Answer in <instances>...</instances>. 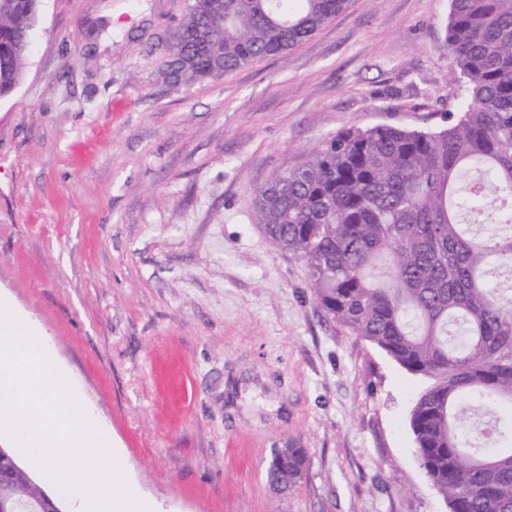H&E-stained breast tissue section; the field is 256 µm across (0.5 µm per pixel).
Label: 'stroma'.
<instances>
[{"mask_svg": "<svg viewBox=\"0 0 512 512\" xmlns=\"http://www.w3.org/2000/svg\"><path fill=\"white\" fill-rule=\"evenodd\" d=\"M450 6L349 0L287 54L175 85L184 0H40L0 98V297L153 512H448L410 427L428 379L324 321L251 193L339 132L445 127ZM290 444L309 464L282 497L264 473Z\"/></svg>", "mask_w": 512, "mask_h": 512, "instance_id": "1", "label": "stroma"}]
</instances>
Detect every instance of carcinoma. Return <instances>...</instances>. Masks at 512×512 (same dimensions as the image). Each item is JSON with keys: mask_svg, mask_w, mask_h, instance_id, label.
I'll use <instances>...</instances> for the list:
<instances>
[{"mask_svg": "<svg viewBox=\"0 0 512 512\" xmlns=\"http://www.w3.org/2000/svg\"><path fill=\"white\" fill-rule=\"evenodd\" d=\"M348 0H192L163 77L192 83L294 48ZM38 0H0V98L23 77ZM450 80L459 116L422 131L341 132L255 187L271 244L301 260L323 318L408 372L433 379L411 428L420 466L449 512H512V0H451ZM303 448L271 454L283 495ZM51 497L25 467L0 512Z\"/></svg>", "mask_w": 512, "mask_h": 512, "instance_id": "carcinoma-1", "label": "carcinoma"}]
</instances>
